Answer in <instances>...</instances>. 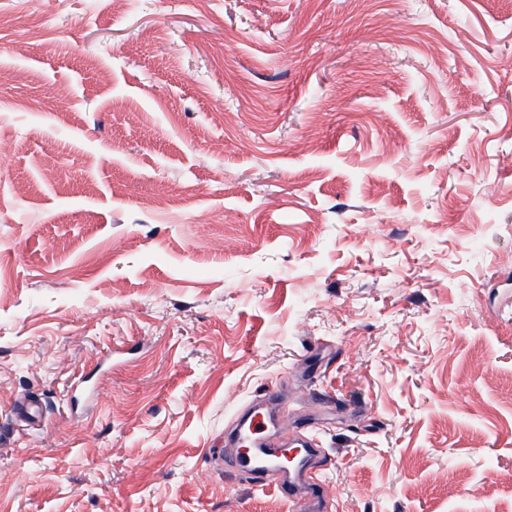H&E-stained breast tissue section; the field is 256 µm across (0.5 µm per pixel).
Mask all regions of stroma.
I'll return each mask as SVG.
<instances>
[{"label":"stroma","instance_id":"obj_1","mask_svg":"<svg viewBox=\"0 0 512 512\" xmlns=\"http://www.w3.org/2000/svg\"><path fill=\"white\" fill-rule=\"evenodd\" d=\"M0 67V512H291L258 404L319 512H512V0H0ZM264 432L265 422L263 418L257 416L243 431L240 438L241 448H253L254 453L248 457L240 456L232 463L231 467L250 470L258 486H270L277 490L287 502L292 503L294 511L310 512L311 509L304 507L285 486L287 470L281 461L275 455L264 451L263 448H270L265 435H263Z\"/></svg>","mask_w":512,"mask_h":512}]
</instances>
